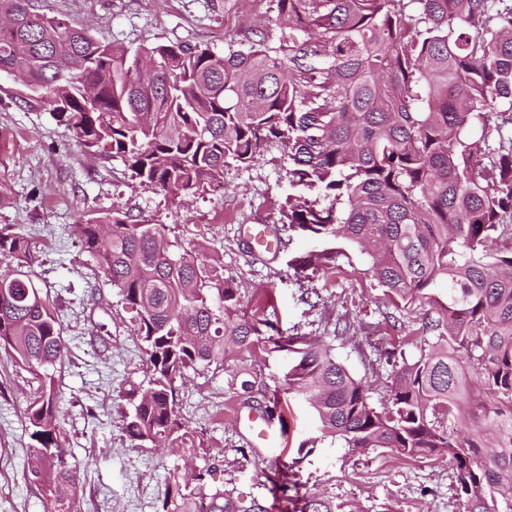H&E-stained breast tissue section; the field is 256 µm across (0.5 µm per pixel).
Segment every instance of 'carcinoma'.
Returning <instances> with one entry per match:
<instances>
[{"mask_svg": "<svg viewBox=\"0 0 512 512\" xmlns=\"http://www.w3.org/2000/svg\"><path fill=\"white\" fill-rule=\"evenodd\" d=\"M271 25L245 47L159 45L130 51L0 0V72L22 75L88 153L121 157L146 189L194 196L280 145L293 188L281 235L300 229L355 246L386 292L440 312L419 357L401 360L386 403L334 347L282 336L245 309L218 259L166 245L163 224L114 212L74 226L84 252L138 310L147 384L122 429L136 446L178 448L176 383L224 370L225 337L248 353L289 351L285 391L314 408L319 440L358 452L446 462L463 512H512V0H270ZM327 248L298 261L336 268ZM0 351L31 375V481L45 512H76L79 476L60 440L50 370L69 352L54 303L32 279V242L0 224ZM298 512H341L303 492ZM163 512H266L173 479Z\"/></svg>", "mask_w": 512, "mask_h": 512, "instance_id": "1", "label": "carcinoma"}]
</instances>
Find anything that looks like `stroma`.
<instances>
[{
    "instance_id": "obj_1",
    "label": "stroma",
    "mask_w": 512,
    "mask_h": 512,
    "mask_svg": "<svg viewBox=\"0 0 512 512\" xmlns=\"http://www.w3.org/2000/svg\"><path fill=\"white\" fill-rule=\"evenodd\" d=\"M41 12L59 15L90 34L129 48L158 44L207 46L224 52L261 27L269 0H38ZM0 224L15 225L36 249L34 281L60 310L70 352L55 371L61 438L79 469V512H162L161 490L177 469L210 468L211 485L258 500L268 512H293L286 495H271L267 475L288 470L309 491H323L345 512H463L446 464L402 460L381 449L365 455L318 443L316 422L299 395L282 398V453L268 459L252 447L231 413L242 403L230 382L260 368L264 397L280 390L291 353L255 359L231 353L220 371L191 375L178 384L179 415L190 434L184 448L133 447L121 428L125 395L146 382L142 345L134 333L137 313L84 253L75 224L118 210L140 224H163L169 241L219 256L234 278L249 313L278 320L282 330L329 336L335 321L351 322L335 341L336 355L382 403L393 367L372 348L368 331L406 360L419 354L427 304L388 297L368 270L365 256L347 248L337 271L296 269L295 262L328 248L302 232L287 246L261 250L245 233L248 224L274 226L291 188V162L269 146L246 167L224 172L222 187L180 197L140 187L124 161L90 156L53 115L43 95L0 72ZM29 375L0 352V512H44L41 491L28 480L30 431L24 418Z\"/></svg>"
}]
</instances>
